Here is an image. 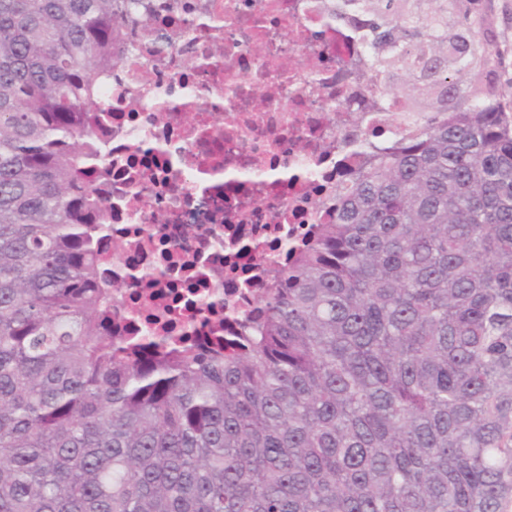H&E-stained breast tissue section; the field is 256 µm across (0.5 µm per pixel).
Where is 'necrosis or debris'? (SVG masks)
Segmentation results:
<instances>
[{"label": "necrosis or debris", "mask_w": 512, "mask_h": 512, "mask_svg": "<svg viewBox=\"0 0 512 512\" xmlns=\"http://www.w3.org/2000/svg\"><path fill=\"white\" fill-rule=\"evenodd\" d=\"M330 0H157V52L134 38L147 81L122 68L101 89L99 174L112 202L104 276L142 273L112 319L138 335L235 328L270 288L288 243L333 216L336 168L391 148L417 120L368 105L356 43ZM121 248H113V241Z\"/></svg>", "instance_id": "1"}]
</instances>
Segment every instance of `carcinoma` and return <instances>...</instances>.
Instances as JSON below:
<instances>
[{"label": "carcinoma", "instance_id": "1", "mask_svg": "<svg viewBox=\"0 0 512 512\" xmlns=\"http://www.w3.org/2000/svg\"><path fill=\"white\" fill-rule=\"evenodd\" d=\"M380 100L336 216L288 248L229 350L112 336L100 81L149 0H0V512H505L512 502V112L464 0H332Z\"/></svg>", "mask_w": 512, "mask_h": 512}]
</instances>
